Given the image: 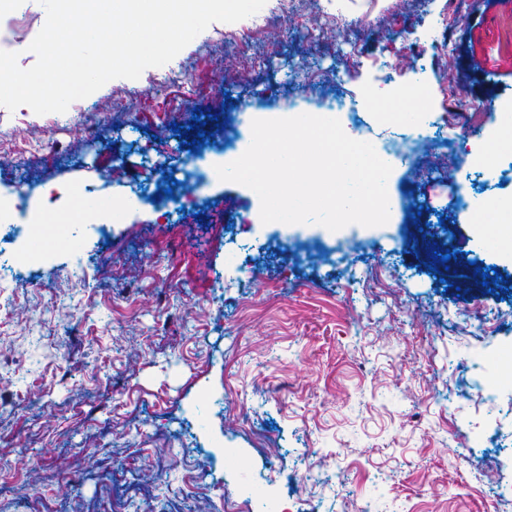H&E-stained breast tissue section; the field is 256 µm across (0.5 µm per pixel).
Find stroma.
<instances>
[{"mask_svg": "<svg viewBox=\"0 0 512 512\" xmlns=\"http://www.w3.org/2000/svg\"><path fill=\"white\" fill-rule=\"evenodd\" d=\"M340 2L361 21L354 62H336L332 11L303 43L312 64L271 48L300 31L299 0L287 25L247 18L249 52L212 23L169 71L111 80L65 118L0 106V205L54 230L0 233V512H112L116 497L132 512H263L271 497L291 512H512V229L457 199L465 183L473 201H512L498 148L512 0ZM44 24L38 0H0V50L30 68ZM387 80L425 93L375 94L342 128L378 149L431 111L435 143L457 139L466 161L416 183L392 162L390 223L265 224L231 181L183 212L148 202L186 153L172 125L221 129L219 159L255 119L321 117ZM448 243L502 290L447 287L424 250Z\"/></svg>", "mask_w": 512, "mask_h": 512, "instance_id": "stroma-1", "label": "stroma"}]
</instances>
